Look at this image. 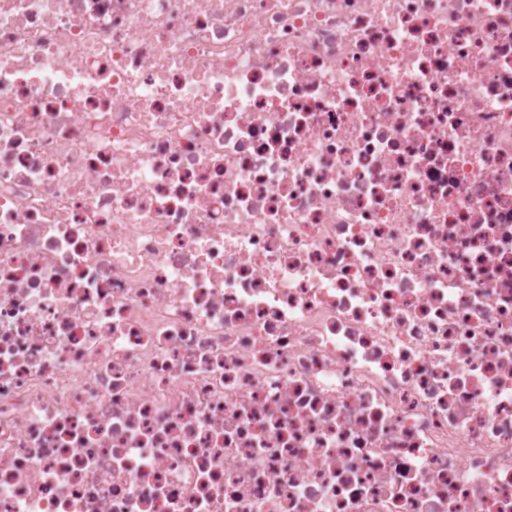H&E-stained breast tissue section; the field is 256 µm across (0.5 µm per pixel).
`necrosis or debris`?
Returning <instances> with one entry per match:
<instances>
[{"instance_id":"obj_1","label":"necrosis or debris","mask_w":512,"mask_h":512,"mask_svg":"<svg viewBox=\"0 0 512 512\" xmlns=\"http://www.w3.org/2000/svg\"><path fill=\"white\" fill-rule=\"evenodd\" d=\"M0 512H512V0H0Z\"/></svg>"}]
</instances>
